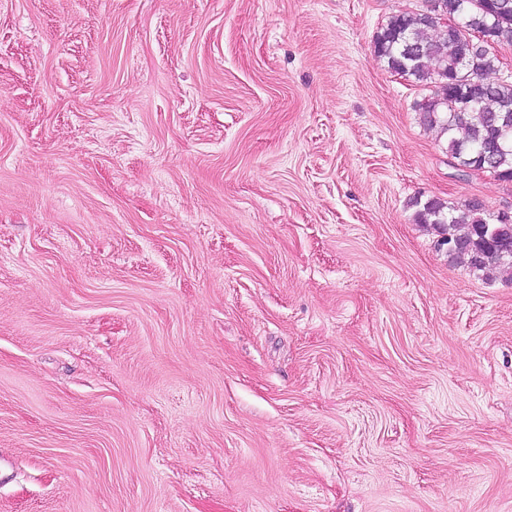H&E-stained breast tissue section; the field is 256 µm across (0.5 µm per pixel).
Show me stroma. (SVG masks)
I'll list each match as a JSON object with an SVG mask.
<instances>
[{"label": "stroma", "mask_w": 512, "mask_h": 512, "mask_svg": "<svg viewBox=\"0 0 512 512\" xmlns=\"http://www.w3.org/2000/svg\"><path fill=\"white\" fill-rule=\"evenodd\" d=\"M424 0H0V512H512V274L377 31ZM419 224L432 226L441 239L439 246L453 245L448 251L451 260H463L475 270L512 268V221L503 223L498 219L489 222L483 216L479 201H470L462 215H454L448 205L438 198L413 204Z\"/></svg>", "instance_id": "35a3bbf8"}]
</instances>
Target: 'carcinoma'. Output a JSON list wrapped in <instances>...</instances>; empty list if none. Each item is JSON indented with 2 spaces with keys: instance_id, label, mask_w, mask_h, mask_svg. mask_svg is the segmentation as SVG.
<instances>
[{
  "instance_id": "carcinoma-1",
  "label": "carcinoma",
  "mask_w": 512,
  "mask_h": 512,
  "mask_svg": "<svg viewBox=\"0 0 512 512\" xmlns=\"http://www.w3.org/2000/svg\"><path fill=\"white\" fill-rule=\"evenodd\" d=\"M473 0H434V11L456 17ZM494 12L485 21L495 39L512 45V0H485ZM375 51L391 70L428 91L417 103L424 127L446 138L450 157L476 164L500 181H512V80L487 81L500 61L492 54L475 55L448 36L428 15L393 17L375 37ZM416 219L432 226L439 245L452 246L448 257L475 270L512 268V222H491L476 200L454 215L438 198L414 202Z\"/></svg>"
}]
</instances>
